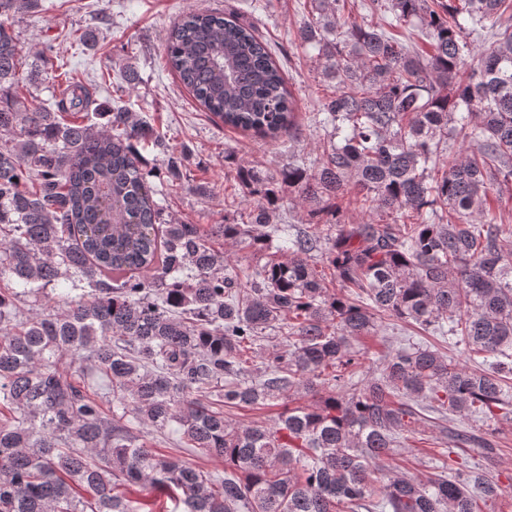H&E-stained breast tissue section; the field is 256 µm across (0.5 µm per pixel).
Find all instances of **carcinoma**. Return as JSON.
I'll use <instances>...</instances> for the list:
<instances>
[{
	"mask_svg": "<svg viewBox=\"0 0 512 512\" xmlns=\"http://www.w3.org/2000/svg\"><path fill=\"white\" fill-rule=\"evenodd\" d=\"M37 2L0 0V512H142L125 486L166 492L174 512H477L496 496L478 466L383 482L376 464L430 412L442 444L495 448L447 423L494 418L512 387V226L493 204L512 183V0H358L360 22L346 0H310L291 43L333 87L318 100L332 130L309 165L237 163L242 211L209 230L154 199L184 155L148 165L145 144L162 141L123 101L131 77L112 79L97 127L82 119L92 93L49 46L65 96L29 109L13 19ZM164 43L225 125L269 142L294 128L255 24L188 12ZM285 189L318 220L275 223ZM218 240L269 259L230 268ZM386 317L482 361L409 343L367 366L353 343ZM304 390L320 400L293 405ZM269 400L283 405L269 424L226 415ZM144 427L223 459L224 474L153 451Z\"/></svg>",
	"mask_w": 512,
	"mask_h": 512,
	"instance_id": "carcinoma-1",
	"label": "carcinoma"
}]
</instances>
